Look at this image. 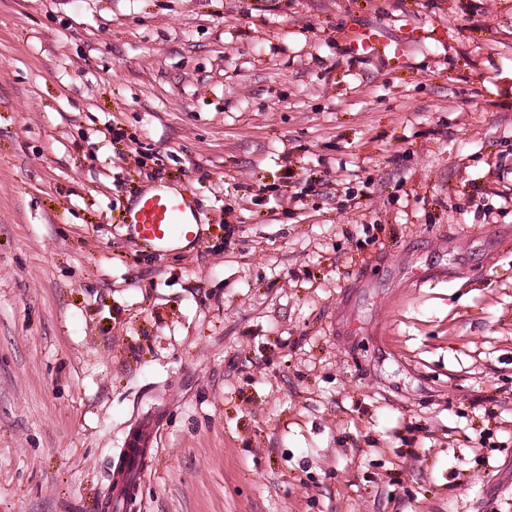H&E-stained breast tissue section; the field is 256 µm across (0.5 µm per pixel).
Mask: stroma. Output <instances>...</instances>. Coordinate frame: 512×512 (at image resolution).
I'll return each mask as SVG.
<instances>
[{
    "label": "stroma",
    "instance_id": "obj_1",
    "mask_svg": "<svg viewBox=\"0 0 512 512\" xmlns=\"http://www.w3.org/2000/svg\"><path fill=\"white\" fill-rule=\"evenodd\" d=\"M135 431V512H512V0H0V512ZM392 42L380 30L372 28H363L352 30L348 37L349 54L355 56H364L370 53L378 52L379 47L386 49ZM127 218L137 238L158 250L195 235L192 201L185 194L163 187L140 199L129 210Z\"/></svg>",
    "mask_w": 512,
    "mask_h": 512
}]
</instances>
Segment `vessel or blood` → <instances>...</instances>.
Listing matches in <instances>:
<instances>
[{
    "label": "vessel or blood",
    "mask_w": 512,
    "mask_h": 512,
    "mask_svg": "<svg viewBox=\"0 0 512 512\" xmlns=\"http://www.w3.org/2000/svg\"><path fill=\"white\" fill-rule=\"evenodd\" d=\"M390 41L380 30H352L348 37L350 54L364 56L388 48ZM138 239L157 249H164L194 234L195 213L190 198L166 189H156L138 201L127 215Z\"/></svg>",
    "instance_id": "vessel-or-blood-1"
}]
</instances>
